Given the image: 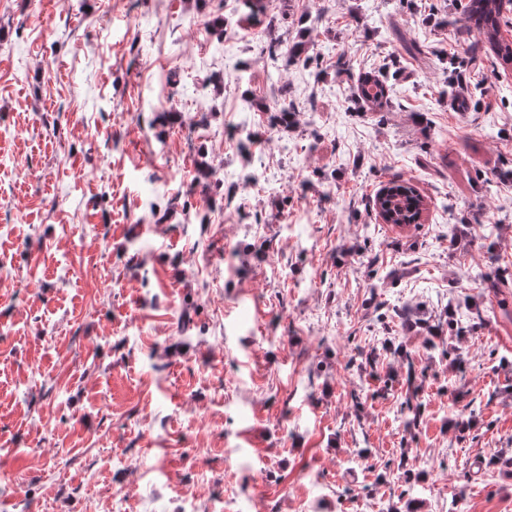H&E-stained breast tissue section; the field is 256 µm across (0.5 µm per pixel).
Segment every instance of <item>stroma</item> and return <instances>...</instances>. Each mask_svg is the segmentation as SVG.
<instances>
[{
  "label": "stroma",
  "mask_w": 512,
  "mask_h": 512,
  "mask_svg": "<svg viewBox=\"0 0 512 512\" xmlns=\"http://www.w3.org/2000/svg\"><path fill=\"white\" fill-rule=\"evenodd\" d=\"M466 2L0 0V512H512V63ZM357 91V101L362 107L382 108L388 103L393 89L379 75L367 73L359 80ZM373 204L377 214L385 215L384 223L399 227L420 224L425 210L424 197L406 180L390 181L377 193Z\"/></svg>",
  "instance_id": "obj_1"
}]
</instances>
